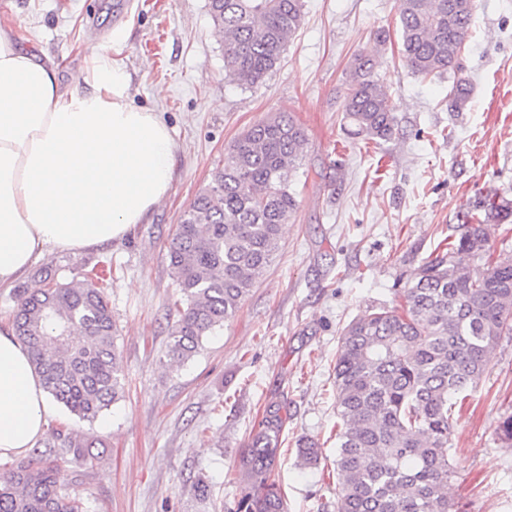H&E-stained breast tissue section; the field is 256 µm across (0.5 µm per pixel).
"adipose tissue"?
Instances as JSON below:
<instances>
[{
  "label": "adipose tissue",
  "mask_w": 512,
  "mask_h": 512,
  "mask_svg": "<svg viewBox=\"0 0 512 512\" xmlns=\"http://www.w3.org/2000/svg\"><path fill=\"white\" fill-rule=\"evenodd\" d=\"M176 150L111 52H91L65 85L0 24V288L45 252L125 238L167 197ZM49 409L26 348L0 330V458L34 447Z\"/></svg>",
  "instance_id": "1"
}]
</instances>
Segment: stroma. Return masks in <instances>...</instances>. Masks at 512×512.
Here are the masks:
<instances>
[{
	"instance_id": "obj_1",
	"label": "stroma",
	"mask_w": 512,
	"mask_h": 512,
	"mask_svg": "<svg viewBox=\"0 0 512 512\" xmlns=\"http://www.w3.org/2000/svg\"><path fill=\"white\" fill-rule=\"evenodd\" d=\"M304 21L281 63L241 88L224 69V40L208 0H0L19 44L74 83L89 48L111 46L130 77L135 105L155 112L178 144L168 197L119 241L80 252L49 251L14 288L0 290V317L16 292L37 287V271L80 282L111 264L105 296L116 321L123 396L96 419L53 404L36 443L53 451L61 476L87 512H238L252 494L241 457L268 406L284 420L273 478L285 512H336V391L333 366L342 329L383 307L428 260L458 242L468 213L486 198L512 212V0H474V23L459 71L415 75L400 56V0H303ZM125 41L111 45L113 32ZM386 42H378L379 32ZM378 60L395 105L392 140L365 143L343 119L350 64ZM471 94L450 107L456 78ZM284 112L305 131L304 165L289 179L297 207L281 250L233 318L204 336L190 359L166 356L181 300L169 266L176 224L224 165L249 127ZM488 258L512 262V215L489 227ZM512 415V335L452 410L457 512H512V445L499 423ZM95 440L77 464L56 431ZM318 442L317 464L298 456ZM206 481L207 496L196 490Z\"/></svg>"
}]
</instances>
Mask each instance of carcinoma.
<instances>
[{
  "instance_id": "cac0c4a2",
  "label": "carcinoma",
  "mask_w": 512,
  "mask_h": 512,
  "mask_svg": "<svg viewBox=\"0 0 512 512\" xmlns=\"http://www.w3.org/2000/svg\"><path fill=\"white\" fill-rule=\"evenodd\" d=\"M224 35V67L249 88L281 61L303 21L302 0H209ZM473 23L452 0H403L398 30L402 57L416 74L456 70ZM376 60L355 56L343 112L352 134L387 141L395 106L375 74ZM470 86L450 90L461 107ZM303 128L277 113L252 126L224 155V168L184 212L169 249L183 308L168 356L190 359L206 333L232 318L280 247L281 226L296 208L288 177L303 165ZM501 210L487 203L468 216L454 249L480 256L488 222ZM41 286L17 293L15 337L27 348L46 391L72 414L93 420L122 393L112 308L92 282L58 279L46 266ZM404 303L365 315L344 328L334 378L339 423L336 469L342 486L336 512H451L445 488L453 470L448 435L452 399L477 384L499 337L512 334V264L478 271L446 256L427 262L403 291ZM283 419L269 410L241 467L255 487L245 512H283L271 480ZM65 452L81 463L92 442L65 436ZM0 512H86L66 492L50 457L23 458L0 475Z\"/></svg>"
}]
</instances>
